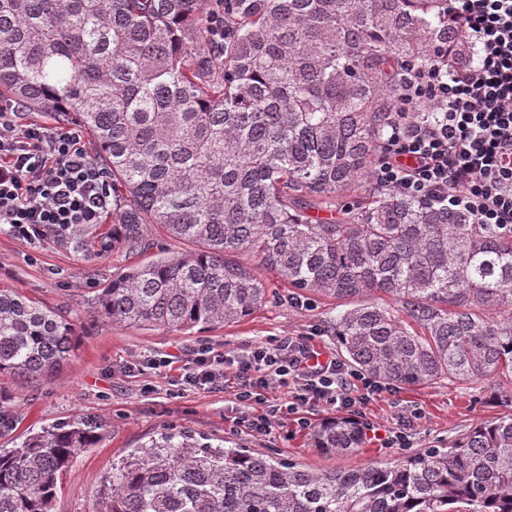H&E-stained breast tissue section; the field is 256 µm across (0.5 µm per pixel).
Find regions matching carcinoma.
Segmentation results:
<instances>
[{"instance_id": "obj_1", "label": "carcinoma", "mask_w": 512, "mask_h": 512, "mask_svg": "<svg viewBox=\"0 0 512 512\" xmlns=\"http://www.w3.org/2000/svg\"><path fill=\"white\" fill-rule=\"evenodd\" d=\"M203 0H0V97L78 123L112 180V223L51 232L95 259L150 247L149 225L197 249L112 278L97 313L131 327L231 323L291 295L336 300L349 363L413 386L512 384V231L372 180L411 72L444 48L478 62L448 0H232L211 43ZM338 213L314 221L308 201ZM384 296L393 305L371 300ZM73 324L0 289V375L35 380ZM76 421L0 449V512H54L58 482L101 439ZM356 422L314 431L357 448ZM94 512H512V414L393 467L316 469L171 429L112 465Z\"/></svg>"}]
</instances>
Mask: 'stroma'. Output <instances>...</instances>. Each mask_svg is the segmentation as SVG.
<instances>
[{
  "label": "stroma",
  "instance_id": "35a3bbf8",
  "mask_svg": "<svg viewBox=\"0 0 512 512\" xmlns=\"http://www.w3.org/2000/svg\"><path fill=\"white\" fill-rule=\"evenodd\" d=\"M150 237L153 249L133 254L120 249L88 261L72 250L30 246L0 231V287L35 298L77 326L75 351L50 378L28 383L0 377V448L19 447L29 435L79 417L104 426L102 438L81 453L64 476L55 512H90L113 464L167 427L191 431L215 446H240L311 467L351 469L395 463L413 448L447 446L462 431L512 413L503 389L485 383L398 385L365 407L363 420L380 431H393L403 416L420 410L421 419L409 430L410 448H384L369 437L361 448L329 455L315 448L311 429L331 418V411H309L311 428L291 421L270 435H259L236 424L229 392L185 393L165 375L126 372L127 363L148 352H178L190 360L203 347L236 351L280 336L310 337L331 352L339 350L332 331L335 299L311 294L303 304L291 303L287 287L271 273L265 276L273 294L270 302L235 323L143 330L100 318L98 298L113 277L150 260L154 249H194L192 243L170 239L160 229L152 230Z\"/></svg>",
  "mask_w": 512,
  "mask_h": 512
}]
</instances>
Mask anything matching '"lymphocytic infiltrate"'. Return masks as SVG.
Listing matches in <instances>:
<instances>
[{
	"label": "lymphocytic infiltrate",
	"instance_id": "obj_1",
	"mask_svg": "<svg viewBox=\"0 0 512 512\" xmlns=\"http://www.w3.org/2000/svg\"><path fill=\"white\" fill-rule=\"evenodd\" d=\"M449 10L480 62L445 73L440 60L408 83L412 105L436 103L435 124L394 126L390 147L373 170L377 186L470 213L475 223L512 230V0H449ZM17 105H0V225L40 244L49 228L98 224L112 210L108 176L76 129L19 121ZM180 364L183 390L234 384L240 421L268 435L288 419L301 428L310 407L353 412L387 387L304 338L281 336L239 352L203 349L196 357L143 355L137 370Z\"/></svg>",
	"mask_w": 512,
	"mask_h": 512
}]
</instances>
